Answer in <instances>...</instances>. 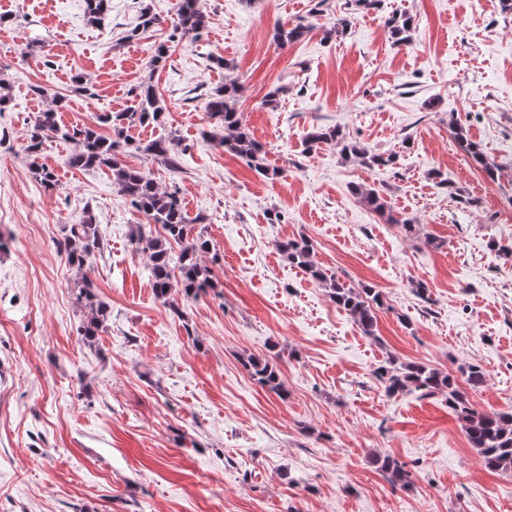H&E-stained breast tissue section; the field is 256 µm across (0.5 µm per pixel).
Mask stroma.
<instances>
[{"instance_id":"35a3bbf8","label":"stroma","mask_w":512,"mask_h":512,"mask_svg":"<svg viewBox=\"0 0 512 512\" xmlns=\"http://www.w3.org/2000/svg\"><path fill=\"white\" fill-rule=\"evenodd\" d=\"M177 3L110 0L94 27L85 0H0V512H512V476L483 465L444 397L390 395L374 374L390 356L477 363L474 407L512 411V0H201L206 28L154 65ZM146 9L158 23L141 32ZM396 13L411 16V43L393 42ZM279 24L305 34L279 45ZM78 76L94 96L76 92ZM227 81L282 178L206 139L221 128L207 97ZM143 83L168 112L130 135L173 139L178 165L133 150L122 161L178 189L220 257L214 291L176 313L153 294L130 243L144 217L110 171L70 168L72 144L49 139L48 190L25 149L53 98L62 124L108 136L99 115L134 105ZM315 126L398 162L306 150ZM456 126L503 177L458 148ZM89 210L104 248L80 271L58 243ZM301 237L329 274L385 295L375 336L278 251ZM87 281L108 306L90 344L76 303ZM251 353L276 360L287 398L249 376ZM378 455L407 463L411 485H392ZM354 193L359 196L361 201L370 210L381 216L391 217V206L387 199L372 189H366L361 186L354 188Z\"/></svg>"}]
</instances>
